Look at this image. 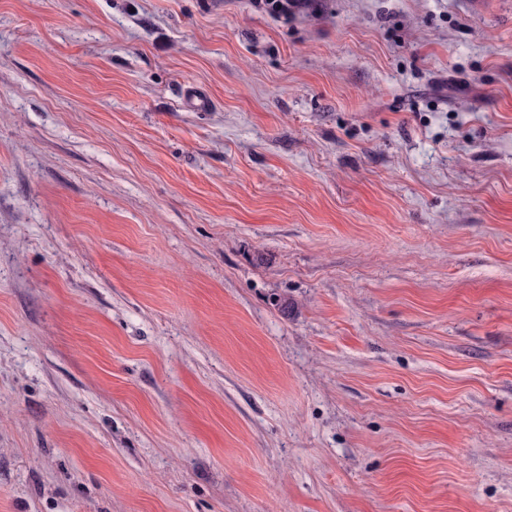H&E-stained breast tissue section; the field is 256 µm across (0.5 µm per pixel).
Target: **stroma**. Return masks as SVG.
I'll return each instance as SVG.
<instances>
[{
	"mask_svg": "<svg viewBox=\"0 0 512 512\" xmlns=\"http://www.w3.org/2000/svg\"><path fill=\"white\" fill-rule=\"evenodd\" d=\"M0 512H512V0H0Z\"/></svg>",
	"mask_w": 512,
	"mask_h": 512,
	"instance_id": "obj_1",
	"label": "stroma"
}]
</instances>
